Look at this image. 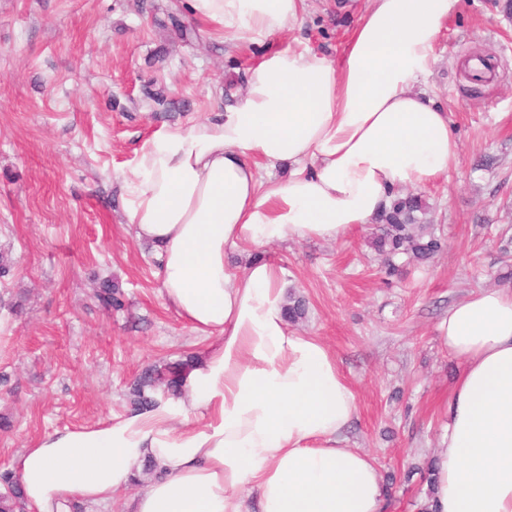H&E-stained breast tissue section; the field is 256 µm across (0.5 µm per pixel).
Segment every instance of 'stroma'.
Returning <instances> with one entry per match:
<instances>
[{
	"mask_svg": "<svg viewBox=\"0 0 512 512\" xmlns=\"http://www.w3.org/2000/svg\"><path fill=\"white\" fill-rule=\"evenodd\" d=\"M0 0V471L45 433L116 420L131 410L142 371L200 356L207 343L160 295L149 247L121 223L120 172L162 124L221 111L263 52L230 48L204 26L185 43L165 27L192 24L187 0ZM308 0L278 45L340 54L365 0ZM481 54L495 72L469 79ZM423 89L449 112L459 163L424 188L447 243L427 263L381 273L373 225L339 241L262 249L307 305L294 331L319 337L355 390L351 447L376 462L386 512H418L420 471L440 444L441 406L460 365L435 333L453 303L478 289H512V11L503 0H461ZM152 86L177 101L149 103ZM125 294L119 310L95 298Z\"/></svg>",
	"mask_w": 512,
	"mask_h": 512,
	"instance_id": "35a3bbf8",
	"label": "stroma"
}]
</instances>
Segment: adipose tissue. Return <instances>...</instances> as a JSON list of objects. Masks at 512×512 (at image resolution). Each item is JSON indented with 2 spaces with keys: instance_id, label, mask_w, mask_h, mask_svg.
Instances as JSON below:
<instances>
[{
  "instance_id": "obj_1",
  "label": "adipose tissue",
  "mask_w": 512,
  "mask_h": 512,
  "mask_svg": "<svg viewBox=\"0 0 512 512\" xmlns=\"http://www.w3.org/2000/svg\"><path fill=\"white\" fill-rule=\"evenodd\" d=\"M188 5L231 45L267 51L223 112L141 144L122 222L208 347L182 393L20 452L27 512L107 504L148 460L132 512H384L374 460L348 445L356 393L318 337L291 330L283 268L255 257L236 273L230 254L338 240L457 167L451 120L418 85L458 0H367L337 57L274 48L305 0ZM263 162L288 165L287 180L263 179ZM436 332L460 370L429 463L434 512H512V290L468 295Z\"/></svg>"
}]
</instances>
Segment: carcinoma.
Here are the masks:
<instances>
[{"label":"carcinoma","instance_id":"carcinoma-1","mask_svg":"<svg viewBox=\"0 0 512 512\" xmlns=\"http://www.w3.org/2000/svg\"><path fill=\"white\" fill-rule=\"evenodd\" d=\"M429 206L417 194L409 193L398 197L378 217L379 233L373 238L375 250L383 258V271L390 277L399 271L396 261L411 258L416 261H428L445 248L444 240L435 234L431 221L427 219ZM97 299L108 308L119 309L123 306L121 289L106 285L97 293ZM306 314L305 301L300 297H291L288 301V321L296 323ZM186 367L174 366L166 371L154 368L145 369L132 387V407L135 410H147L156 402L151 392L164 386L168 392H176L182 386ZM0 512H25L21 491L17 481L9 470L0 472Z\"/></svg>","mask_w":512,"mask_h":512}]
</instances>
